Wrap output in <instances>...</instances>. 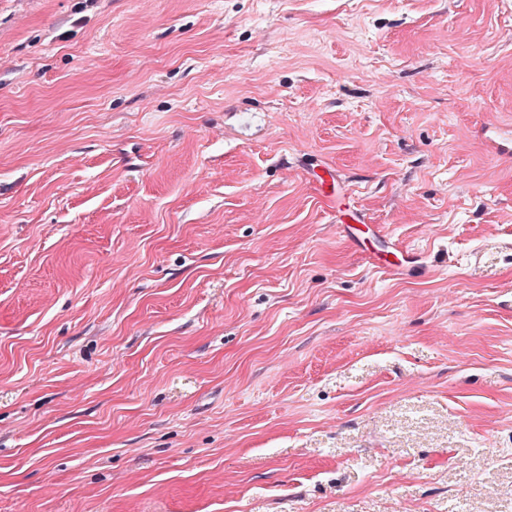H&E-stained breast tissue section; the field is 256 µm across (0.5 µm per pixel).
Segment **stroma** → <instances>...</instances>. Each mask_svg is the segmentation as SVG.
Returning <instances> with one entry per match:
<instances>
[{
  "instance_id": "35a3bbf8",
  "label": "stroma",
  "mask_w": 512,
  "mask_h": 512,
  "mask_svg": "<svg viewBox=\"0 0 512 512\" xmlns=\"http://www.w3.org/2000/svg\"><path fill=\"white\" fill-rule=\"evenodd\" d=\"M511 131L512 0H0V512H512Z\"/></svg>"
}]
</instances>
